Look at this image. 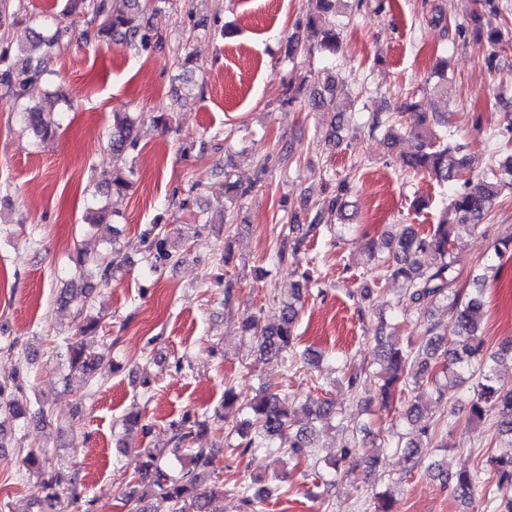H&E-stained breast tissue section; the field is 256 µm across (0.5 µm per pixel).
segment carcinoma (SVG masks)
<instances>
[{
	"instance_id": "1",
	"label": "carcinoma",
	"mask_w": 512,
	"mask_h": 512,
	"mask_svg": "<svg viewBox=\"0 0 512 512\" xmlns=\"http://www.w3.org/2000/svg\"><path fill=\"white\" fill-rule=\"evenodd\" d=\"M338 0H311V8L296 28L306 32L305 38H288V60L293 61L316 49L327 59L336 57L342 47L344 26L336 22ZM169 0H76L70 9L51 18H32L24 31V40L17 42L23 50L24 42H36L48 49H60L77 32L86 43L118 39L136 55L161 51L166 40L151 23L153 13ZM21 0H0V29L3 41L10 37V27L21 11ZM501 0H477V8L469 15L467 24L456 28L458 38L472 35L486 42L488 69L496 67L500 53L512 43V29L496 20L502 15ZM437 81L431 89L442 98L448 94L447 61L433 68ZM47 62L43 58L13 56L10 49L0 48V91L19 107L26 127L43 142L54 139L61 126V112L45 109L29 100L30 88L46 80ZM315 81L324 85L330 97L313 98V107L325 109L336 94V73L325 66ZM362 126L369 133H383L389 141L405 131L412 137L410 150L398 161L400 167L415 175L434 178L442 189V212L438 223L422 231L413 224H404L387 234L385 247L388 255L379 256L373 247H367L366 272L379 279H394L402 284L400 295L387 306L396 310L402 320H415L417 338L405 345L390 343L386 337H376L378 356L387 363L386 371L376 375L380 380L379 398L383 408L399 416L403 432L398 434L396 447L403 449L408 471L418 468L431 473L440 483L450 488L454 497L470 503L479 502L481 512H512V456H489L473 470L451 473L445 464L426 460L423 448H436L435 440L443 430H450L454 422L442 418L433 424L425 417V408L419 398H434L440 407L448 394L465 401L467 422L475 425L494 420L497 434L512 437V389L497 381L496 366L512 360V338L498 344L497 349L485 348L481 325L485 317L484 291L487 282L496 277L498 268L482 265L472 274L474 288L465 293L458 288L460 273L456 271L453 251L462 240V232L473 233L483 221L491 217L498 199L512 190V159L500 171L490 168L474 178L461 180L465 159L459 156L461 144L448 129V117L438 112L420 109L413 96H406L392 109L380 107L363 117ZM138 146L135 123L125 112L112 113V134L108 147L112 153V168L100 174L97 189L112 194H123L132 185L134 171L129 156ZM292 150L283 144L267 156L275 161L280 173L286 174ZM353 190V182L346 177L328 184L326 194L319 200L306 234L318 235L326 217L336 215L346 219V198ZM251 193V187L226 177L225 198L241 201ZM106 207L95 200L90 202L84 221L98 226L105 219ZM305 238L294 239L289 246H281L271 254L279 266L299 265V254ZM149 270L156 271L173 258L165 239L154 237L151 246ZM119 255L112 249V258L83 257L75 267L76 277L71 284L87 286L91 276L107 284ZM430 255L435 264L425 266L420 257ZM302 288H297L292 299L279 301L276 293L269 294L272 302H281L279 323L262 324L257 314L245 317L241 333L252 342L259 355L283 362L295 356L306 364L320 362L321 357L298 352L294 334L297 317L302 307ZM443 304L456 326V334L448 337L440 331V324L426 318V313L437 304ZM67 354L71 369L81 373L93 384L98 383L100 359L84 341L68 337ZM0 401L5 404L12 419L25 423L37 419L49 422V413L34 409L23 384L16 381L9 386L0 382ZM240 403L246 417L239 426L240 454L263 450L272 457L270 478L280 479L286 464H297L312 456L314 437L320 428L333 424L347 435L336 456L314 461L315 478L307 496L321 503L340 478V463L350 455L358 454L359 435L367 433L361 425L349 426L338 417L336 405L329 399H308L300 408L289 404L288 397L269 383L258 394L240 400L233 386L224 389V406ZM209 427L206 416H185L175 425L173 441L176 449L184 450V461L175 465L163 460L164 452L152 448L136 449L137 464L123 493V503L129 512H154L149 498L165 504L166 512H208L212 496L219 485L213 482L217 470L218 450L196 447L195 441ZM52 477L36 485L32 504L36 512H47L58 499ZM68 506L91 512V501L84 496L83 484L73 475L67 480ZM237 493L245 512H258L257 505L265 500L269 488L253 489L247 483L237 486Z\"/></svg>"
}]
</instances>
